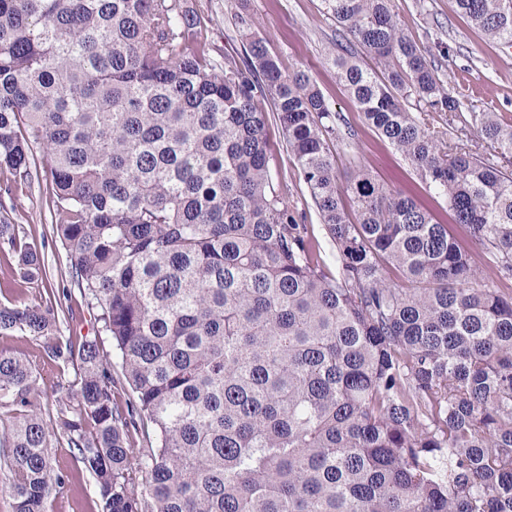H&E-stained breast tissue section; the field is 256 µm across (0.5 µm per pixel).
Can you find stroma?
<instances>
[{"label":"stroma","instance_id":"stroma-1","mask_svg":"<svg viewBox=\"0 0 512 512\" xmlns=\"http://www.w3.org/2000/svg\"><path fill=\"white\" fill-rule=\"evenodd\" d=\"M182 4L197 10L202 34L215 58H243L249 37L256 36L267 40L283 67L308 65L333 111L341 113L353 131L332 148L337 168L346 172L366 166L388 187L411 196L440 222L450 223L441 201L431 195L404 157L364 123L337 83L329 61L336 53L339 30L327 15L324 0H182ZM396 10L405 33L425 49L445 86L463 93L465 107L493 110L512 124V45L488 40L459 13L455 0H396ZM440 42L449 47V54L439 53L436 45ZM277 153L278 180L299 209L305 210V222L321 240L327 266L335 267V252L302 176L285 148H278ZM46 188L45 172L37 171L18 202H0V217L24 225L35 241L45 242V266L57 294L51 299L42 286L26 284L23 296L36 304L52 303L61 334L77 341L93 335V314L72 282L65 251L50 240L51 203ZM1 348L26 352L38 372L43 416L54 419L56 398L66 395L75 380L73 368L49 359L44 342L26 336H0ZM51 453L65 484L50 498L47 512H99L94 482L77 466L67 445L55 444Z\"/></svg>","mask_w":512,"mask_h":512}]
</instances>
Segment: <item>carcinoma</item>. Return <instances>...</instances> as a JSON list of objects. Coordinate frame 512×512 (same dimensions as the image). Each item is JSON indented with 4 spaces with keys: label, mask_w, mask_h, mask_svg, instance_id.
Returning <instances> with one entry per match:
<instances>
[{
    "label": "carcinoma",
    "mask_w": 512,
    "mask_h": 512,
    "mask_svg": "<svg viewBox=\"0 0 512 512\" xmlns=\"http://www.w3.org/2000/svg\"><path fill=\"white\" fill-rule=\"evenodd\" d=\"M456 2L512 44V0ZM325 5L346 40L336 79L479 252L366 167L339 173L341 115L266 41L221 64L180 0H0V193L26 192L39 148L52 238L97 325L63 342L53 306L0 302V335L44 340L76 379L52 425L30 359L0 349L12 512H46L64 485L59 435L102 512H512V125L469 113L486 155L449 140L462 97L395 0ZM271 118L334 274L275 182ZM0 254L8 283L53 294L23 225L0 222ZM145 419L154 445L136 448Z\"/></svg>",
    "instance_id": "cac0c4a2"
}]
</instances>
